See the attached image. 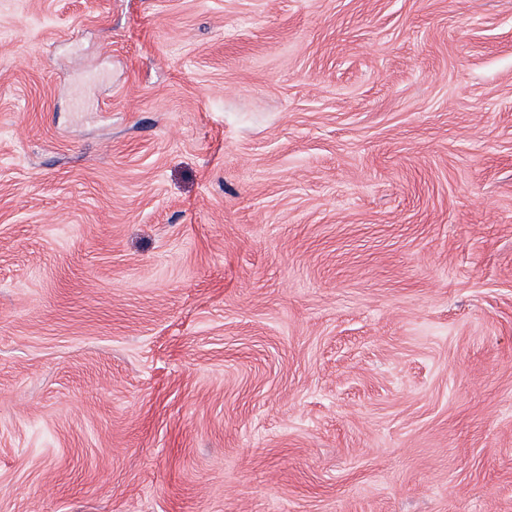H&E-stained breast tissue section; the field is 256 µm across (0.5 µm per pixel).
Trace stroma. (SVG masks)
<instances>
[{"mask_svg":"<svg viewBox=\"0 0 512 512\" xmlns=\"http://www.w3.org/2000/svg\"><path fill=\"white\" fill-rule=\"evenodd\" d=\"M0 512H512V0H0Z\"/></svg>","mask_w":512,"mask_h":512,"instance_id":"stroma-1","label":"stroma"}]
</instances>
